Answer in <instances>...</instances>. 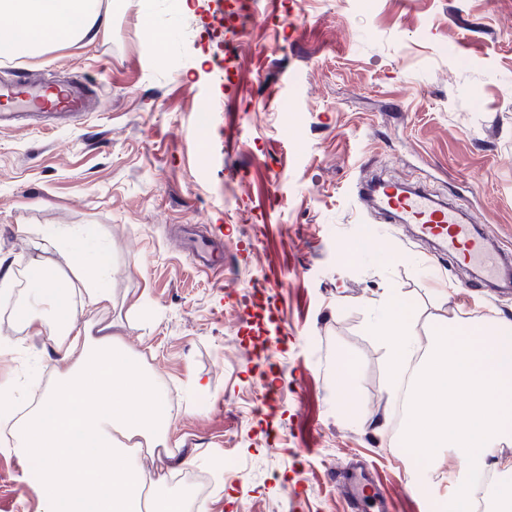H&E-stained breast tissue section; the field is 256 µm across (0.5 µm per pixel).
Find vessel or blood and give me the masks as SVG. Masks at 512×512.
I'll return each instance as SVG.
<instances>
[{
    "label": "vessel or blood",
    "instance_id": "1",
    "mask_svg": "<svg viewBox=\"0 0 512 512\" xmlns=\"http://www.w3.org/2000/svg\"><path fill=\"white\" fill-rule=\"evenodd\" d=\"M87 96V88L74 82L43 87L20 77L0 86V102L35 112L73 116L85 111ZM361 191L373 198L382 213L394 217L397 223L414 225L420 238L433 240L442 252L477 269L484 282L497 284L512 279L505 254L493 249L477 231L464 204H445L423 190L402 187L391 180H367ZM348 482L361 512H371L373 505L380 503V494L370 482L353 476Z\"/></svg>",
    "mask_w": 512,
    "mask_h": 512
}]
</instances>
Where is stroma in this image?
<instances>
[{
	"mask_svg": "<svg viewBox=\"0 0 512 512\" xmlns=\"http://www.w3.org/2000/svg\"><path fill=\"white\" fill-rule=\"evenodd\" d=\"M13 66L89 97L75 124L0 130V256L20 290L38 226L110 250L114 332L178 405L172 457L145 467L173 470L174 487L211 476L209 512H351L338 483L361 471L388 512H425L431 491L410 484L422 462L391 450L392 378L369 325L392 288L423 329L512 321V293L455 288L472 272L355 184L467 195L512 255V0H112L108 35ZM202 235L223 244L222 271L192 262ZM342 352L359 362L350 386ZM59 362L0 308V383L25 387L19 410ZM34 475L0 446V512H38Z\"/></svg>",
	"mask_w": 512,
	"mask_h": 512,
	"instance_id": "1",
	"label": "stroma"
}]
</instances>
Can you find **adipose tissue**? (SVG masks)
Wrapping results in <instances>:
<instances>
[{"mask_svg": "<svg viewBox=\"0 0 512 512\" xmlns=\"http://www.w3.org/2000/svg\"><path fill=\"white\" fill-rule=\"evenodd\" d=\"M110 20L104 0H0V60L94 41ZM36 247L53 260L28 263L20 296L12 262L0 257V303L22 330L48 336L69 366L17 420L0 384V418L14 422L16 455L38 462L40 512H207L190 488L168 490L167 473L141 464L167 444L172 396L104 318L114 301L110 252L85 247L78 233L57 226L41 229ZM68 269L79 288L60 287ZM370 331L384 343L393 373L420 359L400 444L424 460L428 486L447 483L438 498L442 512H470L474 473L491 478L488 512H512V458L499 453L512 443V323L437 320L422 335L403 297L391 292ZM445 451L467 459L464 475L440 473Z\"/></svg>", "mask_w": 512, "mask_h": 512, "instance_id": "adipose-tissue-1", "label": "adipose tissue"}]
</instances>
